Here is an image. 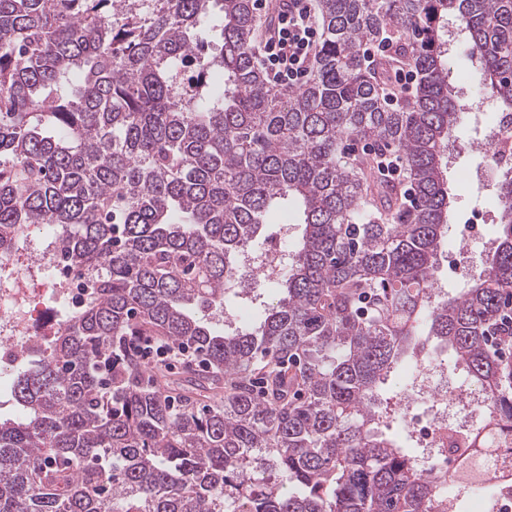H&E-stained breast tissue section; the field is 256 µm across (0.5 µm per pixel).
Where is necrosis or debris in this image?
<instances>
[{
	"mask_svg": "<svg viewBox=\"0 0 512 512\" xmlns=\"http://www.w3.org/2000/svg\"><path fill=\"white\" fill-rule=\"evenodd\" d=\"M479 148L484 161L474 177L490 188L512 166V116L496 114L481 135ZM290 230V225H279L263 252H244L229 285L255 273L265 283L280 278L285 271L281 244ZM88 293L86 277L68 264L53 232L27 234L0 251V410L14 405L13 379L31 349L43 346L66 317L82 308ZM397 414L408 422L410 438L423 450L420 464L428 470L448 471L452 468L446 450L448 432L484 423L485 394L469 384L450 381L440 363L420 362L405 374Z\"/></svg>",
	"mask_w": 512,
	"mask_h": 512,
	"instance_id": "1",
	"label": "necrosis or debris"
}]
</instances>
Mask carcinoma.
<instances>
[{
	"instance_id": "carcinoma-1",
	"label": "carcinoma",
	"mask_w": 512,
	"mask_h": 512,
	"mask_svg": "<svg viewBox=\"0 0 512 512\" xmlns=\"http://www.w3.org/2000/svg\"><path fill=\"white\" fill-rule=\"evenodd\" d=\"M325 35L288 93L256 67V0H0V247L56 226L92 278L49 354L16 375L0 417V512H448V479L384 431L381 391L421 336L452 351L512 423V363L487 332L512 303V169L478 278L432 299L451 200L445 155L463 111L448 82V21L477 84L512 113V0H317ZM222 80H178L204 36ZM389 39L420 81L387 107L363 68ZM402 154L416 204L347 142ZM301 239L250 330L221 331L224 279L275 208ZM185 344L216 375L174 404L144 379L134 338Z\"/></svg>"
}]
</instances>
